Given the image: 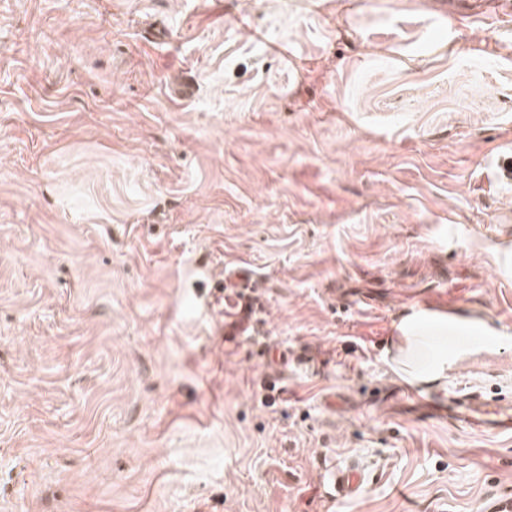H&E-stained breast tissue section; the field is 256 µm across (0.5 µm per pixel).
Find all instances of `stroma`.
I'll list each match as a JSON object with an SVG mask.
<instances>
[{
	"instance_id": "obj_1",
	"label": "stroma",
	"mask_w": 512,
	"mask_h": 512,
	"mask_svg": "<svg viewBox=\"0 0 512 512\" xmlns=\"http://www.w3.org/2000/svg\"><path fill=\"white\" fill-rule=\"evenodd\" d=\"M510 157L512 15L0 0V512L512 499V431L430 413L512 409ZM242 261L232 345L208 293ZM418 307L491 336L411 398L387 350ZM232 280L237 292L224 293V281ZM224 281L217 282L214 290L215 303L224 297V324L221 322V335L240 336L250 327L254 314V291L252 277L248 268L240 266L225 272ZM218 293V295H216ZM365 484V478L360 469L354 465L333 468L327 478L329 499L338 498L342 501L354 500L359 497Z\"/></svg>"
}]
</instances>
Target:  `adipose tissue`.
Returning a JSON list of instances; mask_svg holds the SVG:
<instances>
[{"mask_svg": "<svg viewBox=\"0 0 512 512\" xmlns=\"http://www.w3.org/2000/svg\"><path fill=\"white\" fill-rule=\"evenodd\" d=\"M457 321L424 309L411 312L399 323V336L388 352L390 366L406 382L428 386L441 381L469 351L471 340H461L452 348L435 346L430 330L435 326L453 327Z\"/></svg>", "mask_w": 512, "mask_h": 512, "instance_id": "1", "label": "adipose tissue"}]
</instances>
